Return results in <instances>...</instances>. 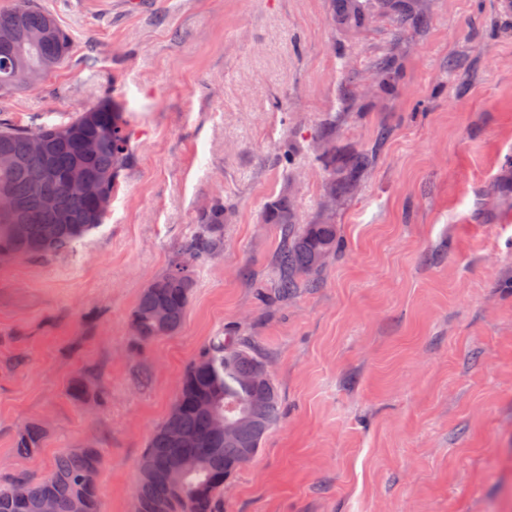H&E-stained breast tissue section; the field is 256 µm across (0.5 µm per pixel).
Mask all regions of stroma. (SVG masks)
I'll return each mask as SVG.
<instances>
[{
    "instance_id": "stroma-1",
    "label": "stroma",
    "mask_w": 512,
    "mask_h": 512,
    "mask_svg": "<svg viewBox=\"0 0 512 512\" xmlns=\"http://www.w3.org/2000/svg\"><path fill=\"white\" fill-rule=\"evenodd\" d=\"M38 2L71 55L0 95V119L58 123L107 96L133 157L86 241L0 264V478L92 446L101 512H134L184 370L232 331L262 353L282 415L223 512H512V13L414 0L429 23L399 39L383 2L363 26L331 0ZM393 53L399 77L378 92ZM330 132L377 153L333 203L314 151ZM283 195L300 223L332 217L343 246L280 301L266 215ZM220 196L222 244L194 269L180 330L138 342L141 292ZM30 422L43 445L17 455Z\"/></svg>"
}]
</instances>
